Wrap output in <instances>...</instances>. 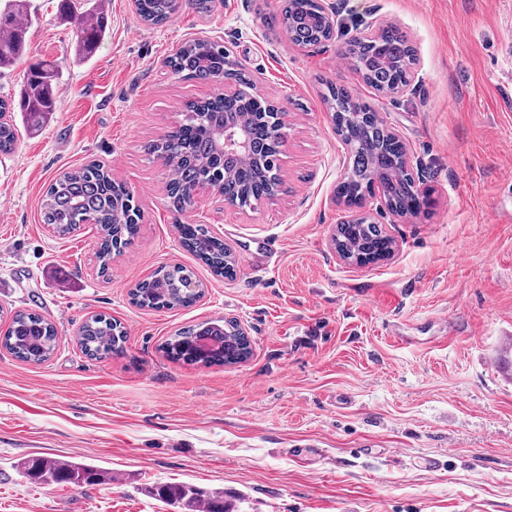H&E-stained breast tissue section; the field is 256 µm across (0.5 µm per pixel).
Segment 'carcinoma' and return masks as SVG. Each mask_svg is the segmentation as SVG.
Wrapping results in <instances>:
<instances>
[{"mask_svg": "<svg viewBox=\"0 0 512 512\" xmlns=\"http://www.w3.org/2000/svg\"><path fill=\"white\" fill-rule=\"evenodd\" d=\"M185 1L201 11L210 8V0H136V11L151 26L167 22ZM67 5L68 19L74 23L75 56L90 59L108 30L107 0H85L87 7ZM274 22L288 29L304 45H316L328 39L322 23L321 0H284L280 17ZM31 24L29 0H0V69L21 59L27 50V33ZM346 51L364 82L378 92L395 93L408 85L416 54L407 38L390 26L377 37L354 38ZM176 73L191 80L210 81L225 75L236 84L237 102L224 105V99L205 102L189 100L184 106L182 122L148 146V151L162 153L177 171V183L184 188L210 186L238 194L241 204L254 209L278 194L282 181L271 179L272 171H262L256 158L277 160L280 150L265 147L266 129L275 125V113L268 103L253 93L251 79L234 69L224 54V46L208 40L186 43L174 56ZM60 87L59 72L48 60L34 64L26 76L19 98H0V155L15 149L18 127L13 114L21 113L23 126L39 130L55 112ZM326 102L335 113L336 134L348 148L350 162L337 187V194L361 195L372 187V175L379 171V184L392 209L418 212L427 200L411 187L414 177L405 162L404 146L385 134L383 122L370 107L352 93L328 87ZM230 111L251 127L254 134V156L237 160L224 159V152L213 140V130L224 123ZM43 223L54 233L66 236L90 221L100 236L96 258L106 268L112 255L128 247L138 233L139 209L129 189L112 179L99 164H87L68 171L48 187L42 200ZM183 245L202 260L217 276H230L234 266L224 263L227 247L202 224H180ZM384 236L377 224H354L339 233L338 247L354 255H362L379 246ZM204 293L203 283L184 266H162L149 282L140 283L131 292L132 302L149 309H174L189 306ZM232 323L222 325L202 322L172 336L165 343V353L191 363H230L243 350L241 337ZM59 341L56 325L43 315L29 310L13 312L10 323L0 337V347L15 358L40 364L49 360ZM126 332L115 319L94 315L80 327V345L86 355L107 358L124 349ZM25 478L46 483L92 485L108 479V473L83 463L54 457H35L23 463ZM157 496L178 512H228L224 496L206 492L187 484L162 485Z\"/></svg>", "mask_w": 512, "mask_h": 512, "instance_id": "1", "label": "carcinoma"}]
</instances>
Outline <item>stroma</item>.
Returning <instances> with one entry per match:
<instances>
[{"instance_id":"1","label":"stroma","mask_w":512,"mask_h":512,"mask_svg":"<svg viewBox=\"0 0 512 512\" xmlns=\"http://www.w3.org/2000/svg\"><path fill=\"white\" fill-rule=\"evenodd\" d=\"M334 39L299 49L272 22L283 0H211L146 25L109 0L108 30L88 62L74 56L60 0H31L29 49L0 70L18 96L31 60L60 72L57 110L0 155V331L16 310L58 328L41 364L0 348V512H173L163 483L223 493L237 512H512V0H323ZM394 26L416 51L396 94L368 88L340 58L368 24ZM220 43L263 97L288 110L284 190L233 210L199 190L176 210L169 171L146 145L190 98L223 84L183 79L163 61L186 42ZM348 89L400 135L428 192L418 216L374 220L394 237L385 261L343 263L331 236L348 151L325 101ZM97 161L132 191L140 233L108 269L94 225L62 239L40 218L47 186ZM203 224L236 258L213 276L180 242ZM274 253L260 251V241ZM180 264L205 285L192 306L152 310L130 291ZM121 322L123 354L95 359L79 327ZM233 318L251 355L233 366L163 355L176 330ZM49 456L106 469L77 487L21 477ZM424 458L439 462L419 468Z\"/></svg>"}]
</instances>
